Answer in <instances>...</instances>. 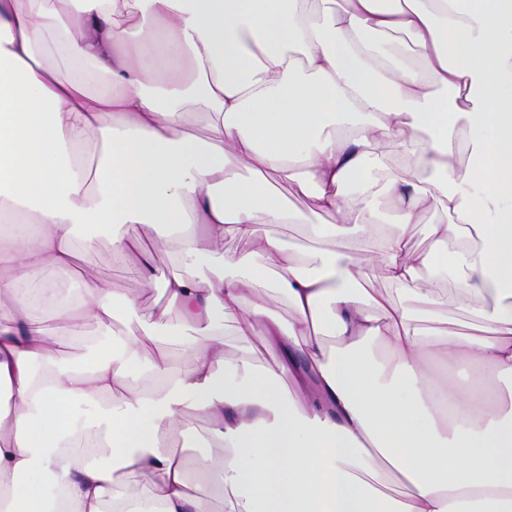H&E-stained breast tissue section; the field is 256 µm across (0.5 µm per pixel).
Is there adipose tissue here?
<instances>
[{
  "mask_svg": "<svg viewBox=\"0 0 512 512\" xmlns=\"http://www.w3.org/2000/svg\"><path fill=\"white\" fill-rule=\"evenodd\" d=\"M115 2L0 0V512H211L195 471L224 512H512V0H328L320 18L310 0H132L119 24ZM390 33L417 66L377 44ZM50 36L79 75L45 62ZM275 178L335 216L315 236L373 233L381 197L397 221L375 251L327 247L306 269ZM432 206L452 221L411 255ZM104 235L160 282L151 319L79 272ZM176 236L178 268L157 275ZM376 264L389 292L358 286ZM450 269L469 323L423 327L438 296L421 274ZM228 320L277 370L228 361ZM66 336L89 340L71 362ZM431 362L489 365L507 390L452 384L442 409ZM195 416L219 472L187 452Z\"/></svg>",
  "mask_w": 512,
  "mask_h": 512,
  "instance_id": "obj_1",
  "label": "adipose tissue"
}]
</instances>
